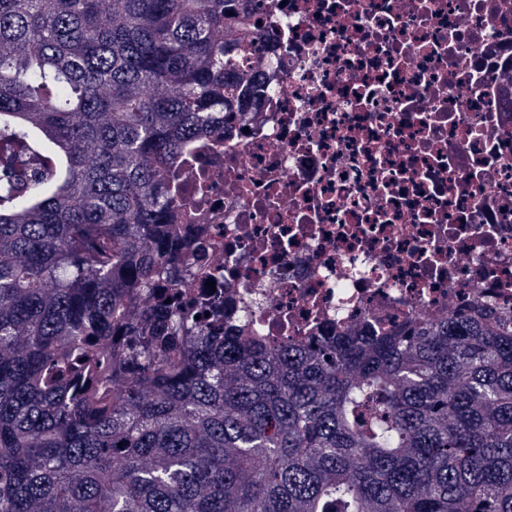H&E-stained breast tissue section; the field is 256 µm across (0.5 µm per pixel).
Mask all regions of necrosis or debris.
Listing matches in <instances>:
<instances>
[{
	"label": "necrosis or debris",
	"mask_w": 512,
	"mask_h": 512,
	"mask_svg": "<svg viewBox=\"0 0 512 512\" xmlns=\"http://www.w3.org/2000/svg\"><path fill=\"white\" fill-rule=\"evenodd\" d=\"M256 93L169 178L271 341L512 319V0H251ZM275 94H268V86Z\"/></svg>",
	"instance_id": "necrosis-or-debris-1"
}]
</instances>
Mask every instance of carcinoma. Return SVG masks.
<instances>
[{"label": "carcinoma", "instance_id": "carcinoma-1", "mask_svg": "<svg viewBox=\"0 0 512 512\" xmlns=\"http://www.w3.org/2000/svg\"><path fill=\"white\" fill-rule=\"evenodd\" d=\"M247 0H0V512H512V322L195 319L174 165Z\"/></svg>", "mask_w": 512, "mask_h": 512}]
</instances>
